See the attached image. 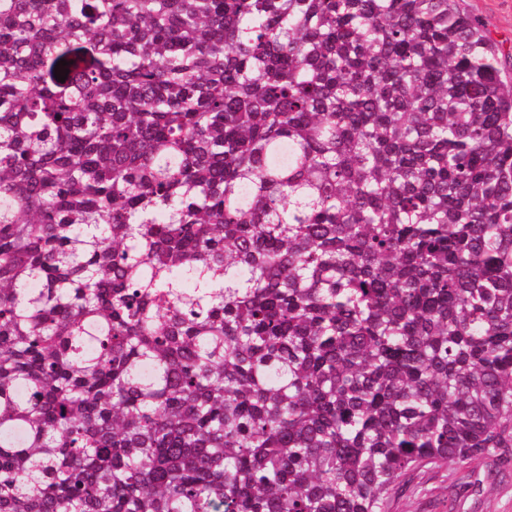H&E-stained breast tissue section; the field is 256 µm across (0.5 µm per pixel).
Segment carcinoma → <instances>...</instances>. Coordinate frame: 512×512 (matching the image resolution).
I'll return each instance as SVG.
<instances>
[{"mask_svg": "<svg viewBox=\"0 0 512 512\" xmlns=\"http://www.w3.org/2000/svg\"><path fill=\"white\" fill-rule=\"evenodd\" d=\"M502 448L512 77L460 0H0V512H385Z\"/></svg>", "mask_w": 512, "mask_h": 512, "instance_id": "obj_1", "label": "carcinoma"}]
</instances>
